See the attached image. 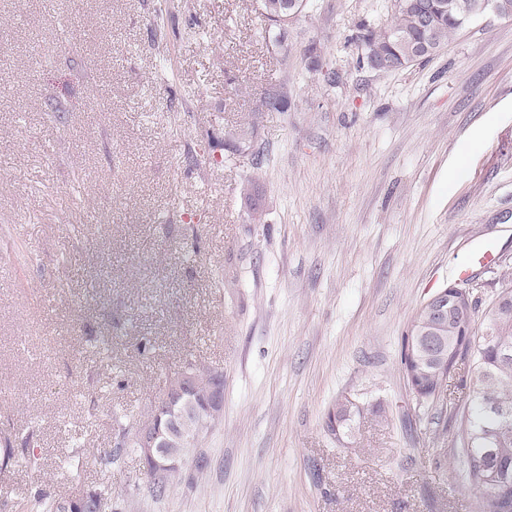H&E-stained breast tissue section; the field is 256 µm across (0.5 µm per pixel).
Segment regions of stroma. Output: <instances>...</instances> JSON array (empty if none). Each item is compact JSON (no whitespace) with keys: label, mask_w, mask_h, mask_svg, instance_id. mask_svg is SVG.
<instances>
[{"label":"stroma","mask_w":512,"mask_h":512,"mask_svg":"<svg viewBox=\"0 0 512 512\" xmlns=\"http://www.w3.org/2000/svg\"><path fill=\"white\" fill-rule=\"evenodd\" d=\"M390 22L391 0L284 26L260 0H0V512L107 481L114 512H476L400 347L458 267L482 310L512 273V18L379 72L360 29ZM188 359L223 371V413L155 500L103 456ZM342 394L386 421L336 442Z\"/></svg>","instance_id":"35a3bbf8"}]
</instances>
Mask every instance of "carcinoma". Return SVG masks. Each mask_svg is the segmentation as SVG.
<instances>
[{"mask_svg":"<svg viewBox=\"0 0 512 512\" xmlns=\"http://www.w3.org/2000/svg\"><path fill=\"white\" fill-rule=\"evenodd\" d=\"M393 20L380 30L365 29L362 43L373 55L385 54L407 68L437 54L459 32L446 16L432 30L417 25L414 0H392ZM412 328L427 331L425 343L403 341L402 367L413 371L420 393L431 394L441 385L438 362L428 341L447 344L461 359H470L476 374L473 398L464 407L457 423L455 449L464 486L476 497L478 512H512V285L501 289L484 312L473 305L461 313L448 306V314L437 326ZM366 411L365 404L346 396L336 398L327 415V429L341 442L351 425ZM144 423L132 421L122 430L121 444L105 452L107 462L136 453L135 440ZM149 495L159 500L171 489L176 472L165 469L142 470ZM112 508V486L92 492L90 506L83 494L55 499L37 493L30 499L29 512H107Z\"/></svg>","mask_w":512,"mask_h":512,"instance_id":"carcinoma-1","label":"carcinoma"}]
</instances>
